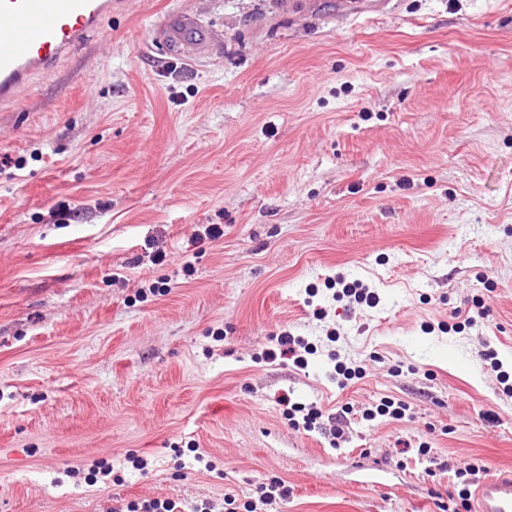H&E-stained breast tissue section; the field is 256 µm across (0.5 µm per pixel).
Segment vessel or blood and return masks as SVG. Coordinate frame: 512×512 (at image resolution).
<instances>
[{
  "instance_id": "obj_1",
  "label": "vessel or blood",
  "mask_w": 512,
  "mask_h": 512,
  "mask_svg": "<svg viewBox=\"0 0 512 512\" xmlns=\"http://www.w3.org/2000/svg\"><path fill=\"white\" fill-rule=\"evenodd\" d=\"M113 0H0V106L13 104L34 77L51 76L57 65L111 15ZM156 40L203 53L212 31L194 17L153 30ZM474 512H512V474L481 482Z\"/></svg>"
}]
</instances>
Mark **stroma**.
Returning <instances> with one entry per match:
<instances>
[{
    "label": "stroma",
    "instance_id": "stroma-1",
    "mask_svg": "<svg viewBox=\"0 0 512 512\" xmlns=\"http://www.w3.org/2000/svg\"><path fill=\"white\" fill-rule=\"evenodd\" d=\"M338 2L116 0L0 108V512L220 508L274 478L276 512H463L436 461L512 470V0ZM182 14L214 33L187 60L150 42ZM284 330L307 368L262 360ZM338 362L365 373L338 387ZM382 400L406 416L364 420ZM97 461L122 482L69 477ZM291 400L284 399L283 403H286L287 413L290 418L288 420L293 421V424L300 425L299 420L294 419L296 413H303L307 410V413L303 414L302 416V426L305 429H311L315 428V424L317 423V420L322 416V414L317 410L316 406H313L310 404L308 408L306 405L302 403H292L290 404ZM290 406V407H288ZM179 502L165 499L163 501L161 500H151L147 501L141 504V507L135 504H130L126 506V510H123L121 508H115L112 507V509H109L107 511L109 512H181L185 511L181 505H179ZM183 509V510H182Z\"/></svg>",
    "mask_w": 512,
    "mask_h": 512
}]
</instances>
